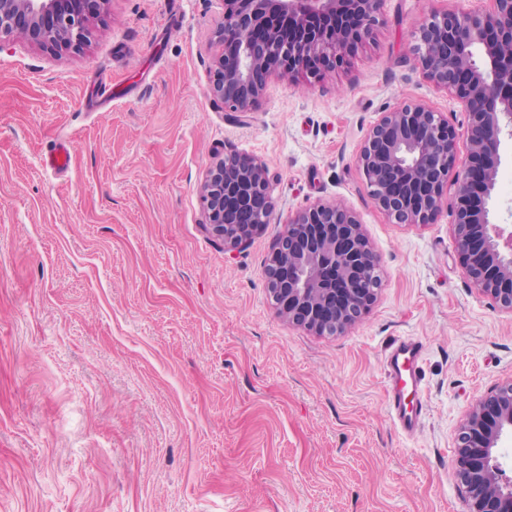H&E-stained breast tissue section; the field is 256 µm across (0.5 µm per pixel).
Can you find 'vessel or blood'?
Here are the masks:
<instances>
[{
    "instance_id": "1",
    "label": "vessel or blood",
    "mask_w": 512,
    "mask_h": 512,
    "mask_svg": "<svg viewBox=\"0 0 512 512\" xmlns=\"http://www.w3.org/2000/svg\"><path fill=\"white\" fill-rule=\"evenodd\" d=\"M423 344L412 339L395 341L388 349L386 363L392 396L389 400L391 414L401 430L415 433L422 421V406H409L405 403L406 392H419L421 378L419 363Z\"/></svg>"
}]
</instances>
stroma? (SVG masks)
<instances>
[{"label": "stroma", "instance_id": "35a3bbf8", "mask_svg": "<svg viewBox=\"0 0 512 512\" xmlns=\"http://www.w3.org/2000/svg\"><path fill=\"white\" fill-rule=\"evenodd\" d=\"M488 6L382 0L343 69L269 80L248 112L206 91L223 0H111L80 51L0 50V512H466L456 430L512 378V315L466 278L451 209L390 223L357 156L381 113L421 103L465 162L466 114L413 32ZM230 150L267 165L275 210L228 253L200 187ZM320 201L356 212L382 270L339 336L288 325L264 276ZM401 336L425 347L411 439L388 408Z\"/></svg>", "mask_w": 512, "mask_h": 512}]
</instances>
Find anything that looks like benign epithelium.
<instances>
[{
  "mask_svg": "<svg viewBox=\"0 0 512 512\" xmlns=\"http://www.w3.org/2000/svg\"><path fill=\"white\" fill-rule=\"evenodd\" d=\"M486 12L431 13L414 31L423 75L464 106L469 154L456 165L457 134L422 105L385 112L357 158L376 206L395 224H431L454 177L453 232L464 272L483 297L512 314V229L490 220L504 138L512 139V0ZM110 0H0V46L16 37L79 51ZM382 0H224L209 95L248 112L273 77L293 82L343 67L380 22ZM204 224L232 250L271 223L266 165L232 152L202 186ZM265 275L277 313L319 336L341 334L376 300L379 257L356 214L336 202L297 213ZM512 433V379L480 398L456 434V475L467 512H512L500 448Z\"/></svg>",
  "mask_w": 512,
  "mask_h": 512,
  "instance_id": "benign-epithelium-1",
  "label": "benign epithelium"
}]
</instances>
